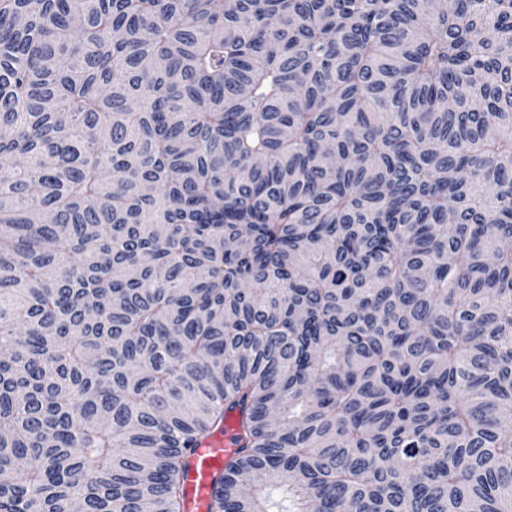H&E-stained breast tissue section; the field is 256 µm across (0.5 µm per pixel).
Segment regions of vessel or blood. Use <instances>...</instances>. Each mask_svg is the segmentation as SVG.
<instances>
[{
    "mask_svg": "<svg viewBox=\"0 0 512 512\" xmlns=\"http://www.w3.org/2000/svg\"><path fill=\"white\" fill-rule=\"evenodd\" d=\"M239 432L237 413H226L220 427L188 451L184 458L183 512H209L215 481L237 449Z\"/></svg>",
    "mask_w": 512,
    "mask_h": 512,
    "instance_id": "b4317fda",
    "label": "vessel or blood"
}]
</instances>
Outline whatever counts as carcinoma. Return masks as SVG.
Segmentation results:
<instances>
[{"instance_id": "cac0c4a2", "label": "carcinoma", "mask_w": 512, "mask_h": 512, "mask_svg": "<svg viewBox=\"0 0 512 512\" xmlns=\"http://www.w3.org/2000/svg\"><path fill=\"white\" fill-rule=\"evenodd\" d=\"M512 512V0H0V512ZM240 432L237 413L227 412L220 427L188 451L184 458L183 512H209L215 480L240 448L236 443Z\"/></svg>"}]
</instances>
